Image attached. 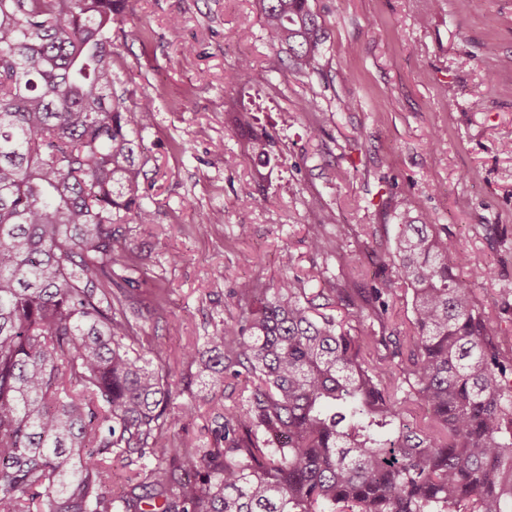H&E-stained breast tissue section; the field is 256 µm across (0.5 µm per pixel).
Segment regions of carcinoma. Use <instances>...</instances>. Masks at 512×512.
<instances>
[{"instance_id":"cac0c4a2","label":"carcinoma","mask_w":512,"mask_h":512,"mask_svg":"<svg viewBox=\"0 0 512 512\" xmlns=\"http://www.w3.org/2000/svg\"><path fill=\"white\" fill-rule=\"evenodd\" d=\"M255 2L288 68L316 71L308 0ZM124 3L0 0V512H512V354L472 289L491 270L409 196L389 259L414 334L351 333L387 328L397 280L336 284L340 321L298 278L244 282L238 316L182 352L241 403L212 448L169 437L170 407H197L145 358L144 291L117 274L137 266L123 225L154 215L152 100L114 88ZM132 454L153 480L114 498L107 458Z\"/></svg>"}]
</instances>
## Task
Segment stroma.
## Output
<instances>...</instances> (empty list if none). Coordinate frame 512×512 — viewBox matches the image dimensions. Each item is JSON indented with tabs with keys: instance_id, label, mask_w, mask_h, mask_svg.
<instances>
[{
	"instance_id": "stroma-1",
	"label": "stroma",
	"mask_w": 512,
	"mask_h": 512,
	"mask_svg": "<svg viewBox=\"0 0 512 512\" xmlns=\"http://www.w3.org/2000/svg\"><path fill=\"white\" fill-rule=\"evenodd\" d=\"M309 5L327 34L309 77L282 64L253 0H126L112 26L121 81L153 99L143 138L154 221L127 225L126 237L147 300L163 297L165 311L143 314L139 334L144 349L168 351L175 381L201 399L171 432L203 448L217 413L241 398L228 390L205 402L181 348L236 315L246 281L268 288L289 272L316 294L331 281L393 278L407 195L493 268L473 292L498 313L512 352V154L502 150L512 141V0ZM244 57L249 76L227 84ZM261 134L264 157L250 148ZM315 229L325 251L309 247Z\"/></svg>"
}]
</instances>
